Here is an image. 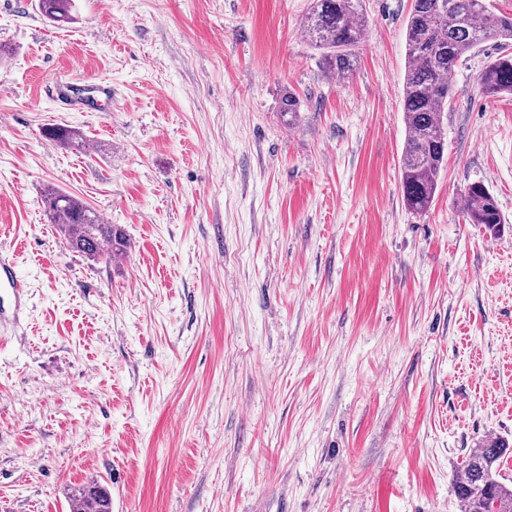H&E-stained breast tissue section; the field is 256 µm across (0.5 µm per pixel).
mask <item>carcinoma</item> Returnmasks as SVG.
<instances>
[{"label": "carcinoma", "mask_w": 512, "mask_h": 512, "mask_svg": "<svg viewBox=\"0 0 512 512\" xmlns=\"http://www.w3.org/2000/svg\"><path fill=\"white\" fill-rule=\"evenodd\" d=\"M39 5L55 24L72 19L73 0H39ZM361 7L362 0H312L304 33L321 52L329 74L345 76L352 71L363 33ZM488 41L499 44L500 52L484 68L482 88L492 96L512 95V16L495 14L486 0H411L401 165L403 199L410 210H427L437 189L446 149L443 113L454 96L449 75L466 54ZM48 135L65 147L83 144L75 130L54 128ZM464 202L470 223L500 231L505 218L486 186L469 185ZM45 205L50 223L60 228L70 248L93 258L127 251L121 227L106 223L75 195L52 190ZM511 454L512 446L502 438L469 449L455 485L461 512H512V480L502 474V462ZM70 501L73 512H112L110 495L95 480L73 490Z\"/></svg>", "instance_id": "carcinoma-1"}]
</instances>
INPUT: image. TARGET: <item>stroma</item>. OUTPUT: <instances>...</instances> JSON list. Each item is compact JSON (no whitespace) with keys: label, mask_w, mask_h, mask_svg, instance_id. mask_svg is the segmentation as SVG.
Wrapping results in <instances>:
<instances>
[{"label":"stroma","mask_w":512,"mask_h":512,"mask_svg":"<svg viewBox=\"0 0 512 512\" xmlns=\"http://www.w3.org/2000/svg\"><path fill=\"white\" fill-rule=\"evenodd\" d=\"M410 5L364 0L337 77L310 0H75L64 26L0 0V250L28 293L0 325V512H70L92 480L112 512H459L469 448L512 441V96L479 83L495 43L461 59L408 209ZM65 78L111 103L59 111ZM475 182L498 234L462 213ZM51 187L128 253L72 250Z\"/></svg>","instance_id":"stroma-1"}]
</instances>
